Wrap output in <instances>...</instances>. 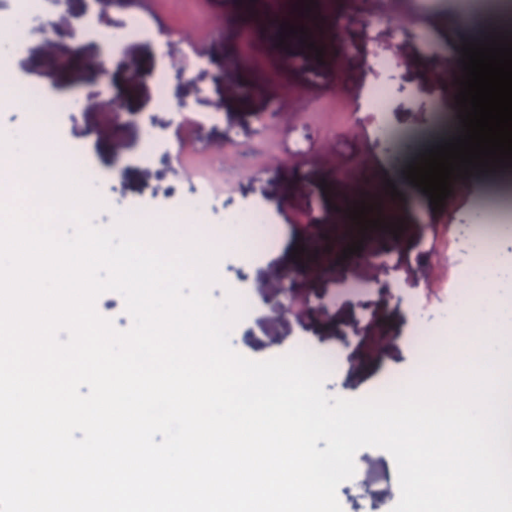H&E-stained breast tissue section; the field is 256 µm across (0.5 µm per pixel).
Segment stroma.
<instances>
[{
	"label": "stroma",
	"mask_w": 512,
	"mask_h": 512,
	"mask_svg": "<svg viewBox=\"0 0 512 512\" xmlns=\"http://www.w3.org/2000/svg\"><path fill=\"white\" fill-rule=\"evenodd\" d=\"M345 12L341 2L322 16L328 47L319 55L303 42L271 39L266 20L244 13L241 0H113L96 13L88 0H40L8 68L19 88L36 86L46 99L68 102L53 131L82 157L84 186L103 196L95 225L128 214L173 219L191 206L220 246L240 231L244 209L261 206L271 237L253 239L248 255L224 253L211 287L216 301L231 291L250 301L231 330L232 347L255 360L307 344L340 354L347 369L327 376L325 392L365 398L416 373L413 340L422 329L451 326L465 335L458 310L467 299L457 281L486 258L458 229L493 188L512 184V169L484 172L437 210L426 196L418 208L389 198L399 217L395 235L340 226L352 190L348 172L372 168L374 185L386 187L379 161L388 149L361 122L362 105L402 76L407 90L391 93L388 104L395 136L448 127L453 115L442 106L453 88L437 74L448 66L449 41L467 36L459 0H374L353 22ZM392 13L417 23H375ZM135 18L165 37L168 55L153 39L129 38ZM244 28L251 54L272 73L258 92H243L245 74L233 87L221 77ZM377 44L396 51L395 73L371 65ZM100 63L109 69L103 84L92 77ZM117 93L120 108L103 107ZM310 214L317 219L311 229ZM344 231L365 260L337 261L334 243ZM393 242L398 250L386 270L374 257ZM283 243L288 253L273 258ZM355 464L338 489L343 512H392L399 488L391 455L364 448Z\"/></svg>",
	"instance_id": "stroma-1"
}]
</instances>
